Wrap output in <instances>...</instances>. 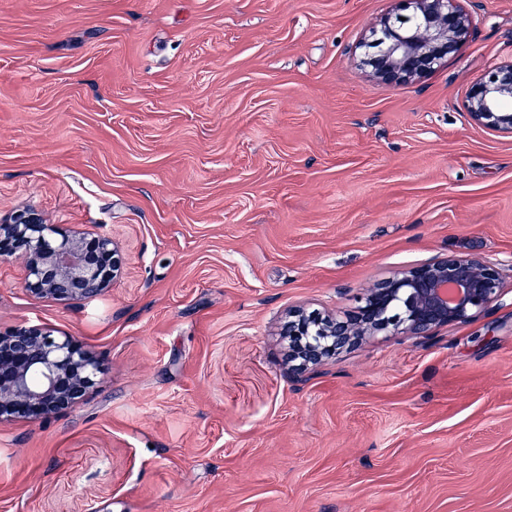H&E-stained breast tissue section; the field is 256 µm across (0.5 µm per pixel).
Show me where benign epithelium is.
I'll list each match as a JSON object with an SVG mask.
<instances>
[{
    "instance_id": "1",
    "label": "benign epithelium",
    "mask_w": 512,
    "mask_h": 512,
    "mask_svg": "<svg viewBox=\"0 0 512 512\" xmlns=\"http://www.w3.org/2000/svg\"><path fill=\"white\" fill-rule=\"evenodd\" d=\"M408 16L380 21L379 53L371 39L359 64L385 84L419 80L454 56L467 40L471 15L463 0H398ZM476 124L512 135V61L474 85L466 104ZM23 261L22 288L58 301L92 299L122 274L123 260L107 236L63 233L27 209L0 220V258ZM503 292L501 268L477 256H448L402 269L368 289L355 315L322 317L294 311L280 327L298 371L324 363L378 330L428 336L486 311ZM99 373V363L73 336L39 325L0 333V422L36 420L75 409Z\"/></svg>"
}]
</instances>
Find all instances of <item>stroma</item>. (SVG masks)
<instances>
[{
    "label": "stroma",
    "mask_w": 512,
    "mask_h": 512,
    "mask_svg": "<svg viewBox=\"0 0 512 512\" xmlns=\"http://www.w3.org/2000/svg\"><path fill=\"white\" fill-rule=\"evenodd\" d=\"M397 0H0V218L112 237L125 272L54 301L0 260V331L100 364L72 411L0 423V512H512V136L472 85L512 0L418 82L359 45ZM446 255L504 293L295 375L289 309L340 314Z\"/></svg>",
    "instance_id": "1"
}]
</instances>
